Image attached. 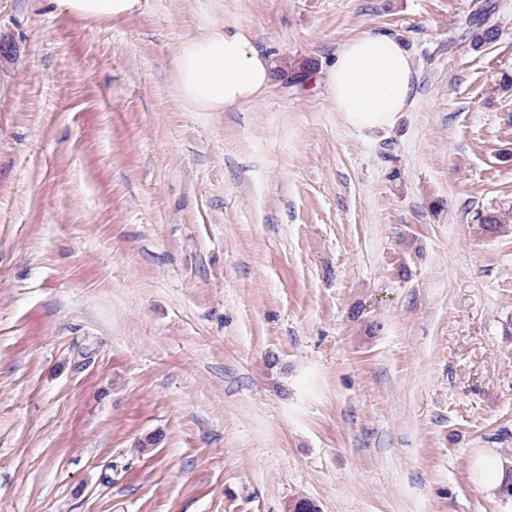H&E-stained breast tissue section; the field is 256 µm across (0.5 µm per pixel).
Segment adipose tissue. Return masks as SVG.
<instances>
[{"instance_id":"ef3b65f1","label":"adipose tissue","mask_w":512,"mask_h":512,"mask_svg":"<svg viewBox=\"0 0 512 512\" xmlns=\"http://www.w3.org/2000/svg\"><path fill=\"white\" fill-rule=\"evenodd\" d=\"M72 16L107 23L135 14L141 0H55ZM272 74L269 55L258 50L238 23L213 26L186 38L174 59L179 98L197 112H221L257 99ZM330 99L346 123L365 135L391 129L416 93L412 56L397 37L364 31L345 41L327 65Z\"/></svg>"}]
</instances>
